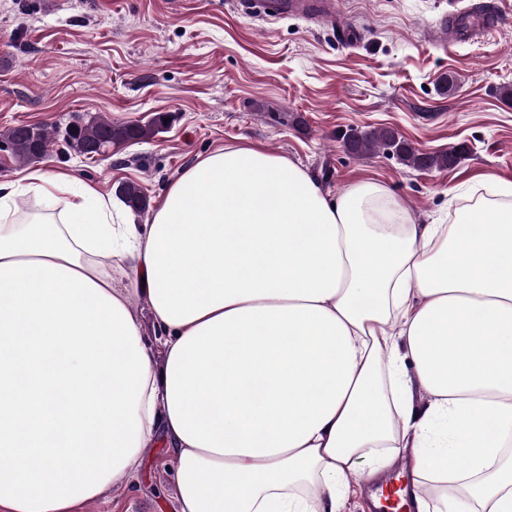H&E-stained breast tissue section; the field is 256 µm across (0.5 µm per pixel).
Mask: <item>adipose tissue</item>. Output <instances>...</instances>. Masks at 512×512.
<instances>
[{"instance_id": "1", "label": "adipose tissue", "mask_w": 512, "mask_h": 512, "mask_svg": "<svg viewBox=\"0 0 512 512\" xmlns=\"http://www.w3.org/2000/svg\"><path fill=\"white\" fill-rule=\"evenodd\" d=\"M120 216L64 174L0 182V512H76L157 437L178 512H342L407 449L416 512H512V204L416 224L238 147Z\"/></svg>"}]
</instances>
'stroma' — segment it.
<instances>
[{"instance_id": "obj_1", "label": "stroma", "mask_w": 512, "mask_h": 512, "mask_svg": "<svg viewBox=\"0 0 512 512\" xmlns=\"http://www.w3.org/2000/svg\"><path fill=\"white\" fill-rule=\"evenodd\" d=\"M492 5L510 27L436 42L429 20ZM357 32L237 14L234 0H0V131L64 125L72 114L170 121L153 140L88 159L56 141L21 164L0 150V181L53 170L111 193L141 187L150 209L198 157L249 146L300 163L330 195L383 184L419 224H443L482 192L486 175L512 186V0H339ZM454 87L443 94L444 77ZM389 127L426 153L466 145L447 170H417L385 153L355 155L342 136ZM173 456L157 442L136 473L79 512H176Z\"/></svg>"}]
</instances>
